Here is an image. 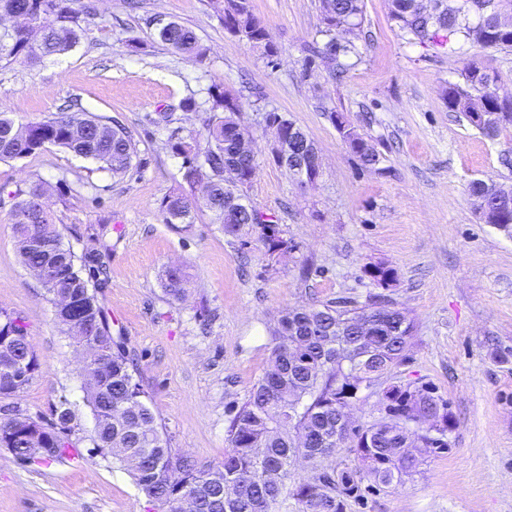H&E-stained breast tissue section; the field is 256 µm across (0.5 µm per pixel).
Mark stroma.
<instances>
[{"label":"stroma","instance_id":"obj_1","mask_svg":"<svg viewBox=\"0 0 512 512\" xmlns=\"http://www.w3.org/2000/svg\"><path fill=\"white\" fill-rule=\"evenodd\" d=\"M93 2L96 19L69 53L32 67L0 59V112L37 122L72 102L124 127L135 147L119 176L52 145L0 162V308L24 319L40 362L16 401L41 418L68 401L77 423L72 452L48 465L22 464L0 447V512H159L126 467L94 448L82 353L21 261L11 193L38 181L66 245H104L98 299L175 451L223 461L229 411L270 366L269 330L283 309L381 294L416 325L395 375L449 400L454 445L399 490L347 512H512V238L482 223L468 194L475 179L512 185L501 162L512 129L484 136L443 98L471 59L496 72L500 96H512V52L455 38L409 43L388 0H363L359 54L343 59L338 78L308 51L320 40V0H251L278 47L271 58L225 30L216 0ZM171 21L207 46L203 61L158 40ZM215 83L240 101L257 163L246 201L280 225L285 254L268 256L254 226L225 235L166 145L174 132L203 137L202 112L179 103L205 101ZM270 111L318 146L315 183L274 161ZM334 111L375 146L377 165L344 143ZM159 112L175 114L174 129L153 125ZM174 192L190 199L191 223H164L159 205ZM375 264L393 270L389 285L369 276ZM172 266L189 276L179 300L163 291Z\"/></svg>","mask_w":512,"mask_h":512}]
</instances>
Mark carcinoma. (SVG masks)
<instances>
[{"mask_svg": "<svg viewBox=\"0 0 512 512\" xmlns=\"http://www.w3.org/2000/svg\"><path fill=\"white\" fill-rule=\"evenodd\" d=\"M74 0H0V15L24 19L21 30L12 33L9 44H0L9 61L34 65L47 57L64 55L80 42L90 20L70 6ZM421 0H388L389 17L410 40L427 46L442 45L461 35L483 49H512V36L490 31L491 25L477 27L468 12L447 11L424 16ZM224 27L245 36L264 35L266 28L252 10L241 12L235 0H225L221 9ZM363 0H321L322 32L329 40L313 47L318 56L338 57L355 49L352 41L340 42L333 32L344 27L360 29ZM159 39L178 53L203 60L207 49L192 29L171 21L159 29ZM489 72L476 60L461 71L462 83L450 84L445 92L448 111L469 117L472 112L512 113V103L501 101L491 85L482 92L472 89L475 72ZM209 115L204 119L203 141L180 139L171 150L183 158V177L193 187L204 183L206 208L224 233L235 235L241 226L256 224L269 255L290 249L279 225L253 208L240 205L241 188L233 171H241L239 182L252 161L238 143L240 123L237 98L221 85L207 89ZM338 131L350 150L365 165L379 162L375 148L351 127L341 113H332ZM16 139L0 137V161L26 158L47 145L64 148L77 156L101 163L114 174L132 167L134 147L128 132L113 127L91 112H61L38 122L20 124ZM484 181L470 182L468 192L476 209L489 208L505 218L503 231L512 234V206L503 207L483 193ZM18 198L12 211L13 230L25 266L48 260L45 251L29 247L36 231L47 244L66 249L69 281L79 315L99 323L94 353L100 362L112 365V381L85 387L97 430L93 443L109 449L108 455L127 467L138 489L163 512H346L349 501H358L367 492L390 493L419 473L432 455L443 453L448 443L437 442L434 403L448 400L434 396V388L416 381L403 382L394 370L406 360V349L414 338V321L383 296L365 305L349 297L318 306L287 308L270 330L274 342L273 367L250 389L246 401L230 417L228 450L224 462L214 467L200 464L170 448L148 397L134 380L133 369L121 344L112 336L109 321L96 295L99 276L104 273L102 251L96 247L76 254L65 246L55 217L39 208L41 185L12 192ZM166 224H189L192 206L182 195L165 197L160 204ZM185 276L178 268L166 271L164 293L178 299L184 293ZM379 317L369 333L358 322ZM24 360L28 376L35 378L40 363L28 339L27 327L19 315L0 308V400L8 399L5 386L9 374L4 358ZM375 375L380 380V399L387 400L392 413L376 415L355 429L348 459L339 464L325 461L336 455V420L362 400L356 390L360 382ZM0 447L8 449L23 464H43L61 460L72 449L69 438L49 434L46 451L36 452L17 439L9 420L0 417ZM302 460L311 475L291 481L292 467Z\"/></svg>", "mask_w": 512, "mask_h": 512, "instance_id": "obj_1", "label": "carcinoma"}]
</instances>
